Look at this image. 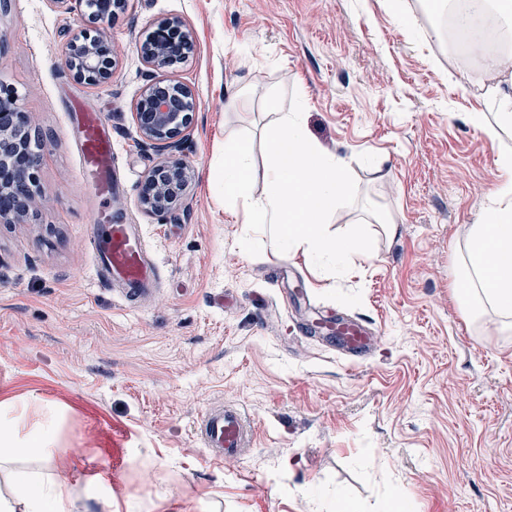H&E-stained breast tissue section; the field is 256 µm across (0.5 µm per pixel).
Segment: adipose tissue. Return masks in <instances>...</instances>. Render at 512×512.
<instances>
[{
    "instance_id": "ef3b65f1",
    "label": "adipose tissue",
    "mask_w": 512,
    "mask_h": 512,
    "mask_svg": "<svg viewBox=\"0 0 512 512\" xmlns=\"http://www.w3.org/2000/svg\"><path fill=\"white\" fill-rule=\"evenodd\" d=\"M506 178L493 196L497 201L485 223L470 225L465 254L456 268L461 298L468 314L481 306L491 307L500 318L498 331L512 334V156L503 157ZM49 430L18 442L11 426L0 425V468H5L6 489L0 490V512H66L67 485L57 481L50 467L54 451ZM42 452L39 472L14 471L10 462L29 453Z\"/></svg>"
}]
</instances>
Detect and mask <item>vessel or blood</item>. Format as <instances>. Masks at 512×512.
Listing matches in <instances>:
<instances>
[{
    "label": "vessel or blood",
    "mask_w": 512,
    "mask_h": 512,
    "mask_svg": "<svg viewBox=\"0 0 512 512\" xmlns=\"http://www.w3.org/2000/svg\"><path fill=\"white\" fill-rule=\"evenodd\" d=\"M68 118L80 129L77 151L81 179L92 184L101 197L111 198L112 135L104 116L75 106ZM90 240L107 284L128 289L134 295L155 286L156 265L149 258L135 225L100 222L91 225ZM318 328L339 353L349 358L362 357L376 339L373 331L353 319L328 320L319 323ZM199 429L216 457L227 459L250 444L255 433L253 423L234 407L208 411L201 418Z\"/></svg>",
    "instance_id": "1"
}]
</instances>
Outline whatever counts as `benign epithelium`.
<instances>
[{
  "label": "benign epithelium",
  "instance_id": "7a95c632",
  "mask_svg": "<svg viewBox=\"0 0 512 512\" xmlns=\"http://www.w3.org/2000/svg\"><path fill=\"white\" fill-rule=\"evenodd\" d=\"M193 47V37L184 24L173 19L142 44L144 62L153 73H164L184 61ZM68 69L88 85L107 82L112 68V46L101 33H81L66 48ZM193 110L191 90L162 78L145 88L136 104L135 119L142 137L163 150L178 146L190 123ZM40 153L32 143V125L16 96L0 86V223L25 221L35 202ZM191 173L178 161L165 160L147 176L140 197L141 207L164 213L181 199Z\"/></svg>",
  "mask_w": 512,
  "mask_h": 512
}]
</instances>
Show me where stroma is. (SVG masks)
<instances>
[{"label": "stroma", "mask_w": 512, "mask_h": 512, "mask_svg": "<svg viewBox=\"0 0 512 512\" xmlns=\"http://www.w3.org/2000/svg\"><path fill=\"white\" fill-rule=\"evenodd\" d=\"M169 18L193 34L166 74L195 95L175 153L193 179L159 216L139 202L162 156L142 144L135 107L149 81L140 46ZM92 28L114 52L99 86L66 63ZM443 39L418 0H126L96 24L52 0L0 10V83L42 155L33 220L0 224V421L21 441L52 423L68 512H336L340 499L353 512L390 499L406 512H512V337L493 317L467 319L453 293L455 247L486 220L512 152V131L490 140L472 115L512 90V72L483 83ZM250 85L298 93L310 134L348 164L358 201L328 229L366 223L375 245L344 276L299 250L239 246L213 181L225 139L245 131L253 193L264 190L275 116L257 95L224 108L225 89ZM75 101L112 128L111 200L79 176ZM104 214L140 226L160 275L147 299L98 279L88 226ZM337 315L380 334L360 364L303 332ZM221 405L256 436L217 461L197 427Z\"/></svg>", "instance_id": "1"}]
</instances>
